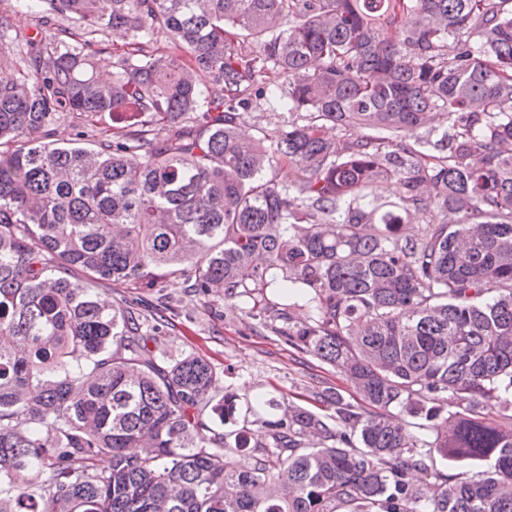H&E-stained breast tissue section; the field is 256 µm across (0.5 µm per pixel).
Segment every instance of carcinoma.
Returning a JSON list of instances; mask_svg holds the SVG:
<instances>
[{
  "instance_id": "obj_1",
  "label": "carcinoma",
  "mask_w": 512,
  "mask_h": 512,
  "mask_svg": "<svg viewBox=\"0 0 512 512\" xmlns=\"http://www.w3.org/2000/svg\"><path fill=\"white\" fill-rule=\"evenodd\" d=\"M39 2L0 22V512H512V0ZM177 274L291 300L349 392L226 427L95 288ZM15 2V0H0V15L3 16L4 21L14 23L20 20V24L26 26L32 36L39 32L38 38H40L42 26L39 9L34 8L25 15L15 16L13 12ZM282 112H264L259 110H251L244 112L241 116V124L243 128L249 132H253V128L256 125L264 126L268 130H273L277 125L281 124L284 120H287L288 114H279Z\"/></svg>"
}]
</instances>
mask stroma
Masks as SVG:
<instances>
[{
  "instance_id": "1",
  "label": "stroma",
  "mask_w": 512,
  "mask_h": 512,
  "mask_svg": "<svg viewBox=\"0 0 512 512\" xmlns=\"http://www.w3.org/2000/svg\"><path fill=\"white\" fill-rule=\"evenodd\" d=\"M99 292L133 302L146 316L156 313L160 294L171 296L169 325L163 332L169 357L175 360L192 351L209 360L219 387L234 396L238 410H245L247 400L258 392L294 397L306 405L316 392L346 386L335 369L290 349L275 332L276 318L263 325L248 318L240 299L189 294L174 277L167 278L162 290L105 282Z\"/></svg>"
}]
</instances>
